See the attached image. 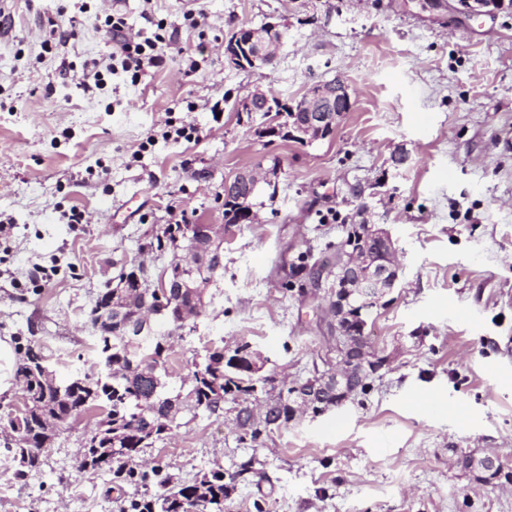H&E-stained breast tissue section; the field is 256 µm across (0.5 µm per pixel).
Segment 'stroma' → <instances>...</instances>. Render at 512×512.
<instances>
[{"label":"stroma","mask_w":512,"mask_h":512,"mask_svg":"<svg viewBox=\"0 0 512 512\" xmlns=\"http://www.w3.org/2000/svg\"><path fill=\"white\" fill-rule=\"evenodd\" d=\"M456 4L119 0L130 27L164 20L183 53L92 97L59 59L38 57L48 18L70 25L58 0H0L11 18L0 29V337H27L58 379L102 372L97 295L140 265L157 285L173 253L150 244L166 225L223 223L225 179L275 169L276 197L260 195L256 221L224 235L205 309L168 359V391H183L207 350L245 342L266 357L263 375L307 376L328 333L322 300L291 266L352 224L385 225L402 266L367 317L388 363L367 394L255 440L237 413L269 393L184 412L145 459L177 484L234 475L225 512H512V482L492 489L454 464L460 451L495 453L512 468V11L472 18ZM191 9L204 27L187 25ZM269 23L285 35L277 58L229 66L225 37ZM333 79L351 109L327 138L267 137L263 114L236 112L254 88L292 105ZM184 124L191 138L167 137ZM74 207L86 223L67 222ZM92 424L69 420L29 483L0 474V512H120L111 472L74 464Z\"/></svg>","instance_id":"35a3bbf8"}]
</instances>
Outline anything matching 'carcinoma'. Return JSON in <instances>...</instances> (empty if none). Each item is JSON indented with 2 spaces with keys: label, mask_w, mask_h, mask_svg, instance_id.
Wrapping results in <instances>:
<instances>
[{
  "label": "carcinoma",
  "mask_w": 512,
  "mask_h": 512,
  "mask_svg": "<svg viewBox=\"0 0 512 512\" xmlns=\"http://www.w3.org/2000/svg\"><path fill=\"white\" fill-rule=\"evenodd\" d=\"M252 205L253 199L242 190L224 193L225 223H240L244 211ZM187 228L186 224L166 225L156 237L155 249L181 248ZM186 327L177 310L158 315L155 331L150 334L126 336L116 323L110 329L104 327L94 336L104 372L96 376L76 374L64 381L45 375L48 366L40 350L30 344L18 346L17 374L24 381V409L7 416L6 427L14 434L15 446L6 448L4 454L13 478L25 482L42 472L43 453L55 434L40 433L41 418L57 414L73 418L91 413L94 423L88 453L93 469L105 468L106 458L118 455L120 460L112 467L113 488L121 496L129 486L143 489L141 494H132L131 512H224V499L233 485L225 481L222 469H212L191 484L171 488L170 478L162 474V468L131 466L142 449L168 436L169 431L158 416L170 410L177 415L187 406L183 402L172 408L179 395L167 393L165 383L171 342ZM255 364L256 356L247 343L238 346L229 357L222 348L208 351L206 361L194 365L190 373L187 394L192 396V407L215 414L227 398L265 389L273 379L259 377L253 369ZM237 420L253 439L261 434L260 427H269L268 422L252 418L246 408L240 410ZM152 486L160 491L150 493Z\"/></svg>",
  "instance_id": "carcinoma-1"
}]
</instances>
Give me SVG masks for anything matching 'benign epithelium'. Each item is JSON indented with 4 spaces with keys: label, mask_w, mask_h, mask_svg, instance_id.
Wrapping results in <instances>:
<instances>
[{
    "label": "benign epithelium",
    "mask_w": 512,
    "mask_h": 512,
    "mask_svg": "<svg viewBox=\"0 0 512 512\" xmlns=\"http://www.w3.org/2000/svg\"><path fill=\"white\" fill-rule=\"evenodd\" d=\"M511 9L512 4L507 0H467L466 7L472 15ZM282 47L283 34L271 26L263 30L241 28L225 40L224 55L235 67L253 69L271 63ZM350 107L351 98L343 83L335 80L319 83L303 97L299 108L301 117L289 119L286 125H271L266 133L273 136L286 133L303 143L317 140L325 130L335 129ZM273 111L275 106L271 96L259 89L249 92L236 109L238 114L249 119L255 112ZM232 182L252 194L260 186L270 183L269 173L261 166L244 169L235 174ZM366 228L370 238L387 248L385 260L375 261L367 252L346 245L342 248L344 256L340 261L317 264L308 279L307 286L326 289L325 310L333 345L322 356L324 370L289 383L288 407L294 418L313 408L320 414L326 412L315 400L318 382L330 378L336 384V393L350 397L358 390L357 378L367 379L386 363L385 358L371 353L359 339V333L350 328L352 321L361 317L363 307L376 304L399 282V264L391 234L375 224H368ZM223 239L222 224L191 227V243L184 248L185 255L179 262V279L162 284V294H153L143 283H137V292L142 294L144 305L158 309L154 297L162 295L164 303L171 307L180 302L184 289L205 287L200 275L204 274L206 265L210 263L216 270L223 267L222 255L217 248V242Z\"/></svg>",
    "instance_id": "obj_1"
}]
</instances>
